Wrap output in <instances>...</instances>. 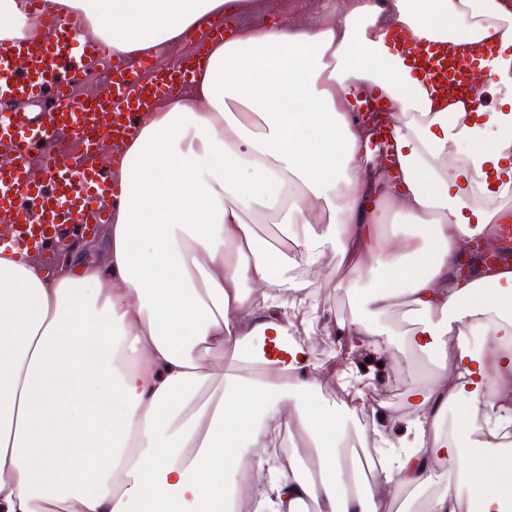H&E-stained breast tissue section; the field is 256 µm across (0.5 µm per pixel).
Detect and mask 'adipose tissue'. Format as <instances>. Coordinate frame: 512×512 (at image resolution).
Returning <instances> with one entry per match:
<instances>
[{"label": "adipose tissue", "instance_id": "obj_1", "mask_svg": "<svg viewBox=\"0 0 512 512\" xmlns=\"http://www.w3.org/2000/svg\"><path fill=\"white\" fill-rule=\"evenodd\" d=\"M81 15L113 52L140 54L248 9L249 0H50ZM337 20L268 21L214 41L184 94L163 97L125 143L109 180V224L55 267L0 256V512H233L243 449L293 426L320 471L258 461L254 512H384L386 488L421 489L446 454L442 412L479 402L496 431L512 412V263L469 256L512 223V0H340ZM426 42L489 41L481 65L496 102L469 112L434 99L396 52L393 31ZM393 107L398 172L354 114L361 90ZM302 225L292 251L259 248L248 224ZM411 226L393 245L387 226ZM346 262L351 315L335 365L292 339L314 323L306 273ZM472 273L458 279L462 261ZM422 314L407 344L432 381L409 395L393 445L372 410L380 482H358L336 449V410L315 405L328 376L350 391L356 346L387 349L400 303ZM278 351L255 356L253 341ZM258 364L209 391L211 352ZM95 449L79 452L81 441ZM233 445L235 454L224 452ZM512 454L459 468L430 512H500Z\"/></svg>", "mask_w": 512, "mask_h": 512}]
</instances>
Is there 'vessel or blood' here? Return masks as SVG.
I'll list each match as a JSON object with an SVG mask.
<instances>
[{"label":"vessel or blood","instance_id":"vessel-or-blood-1","mask_svg":"<svg viewBox=\"0 0 512 512\" xmlns=\"http://www.w3.org/2000/svg\"><path fill=\"white\" fill-rule=\"evenodd\" d=\"M82 29L69 16L52 20L40 39L0 42V152L6 156L0 162V247L35 252L46 262L54 256L51 240L90 234L109 221L107 203L117 194L98 179L105 137L132 135L137 112L151 110L158 90L176 92L204 60L195 55L145 80L104 44L81 41ZM396 44L437 95L474 110L486 106L490 80L480 69L482 49L403 37ZM90 66L105 69L108 81L86 94ZM48 88L55 91L53 111H29L28 103ZM390 110L370 94L358 108L368 120L384 114L379 141L387 154L395 149Z\"/></svg>","mask_w":512,"mask_h":512}]
</instances>
